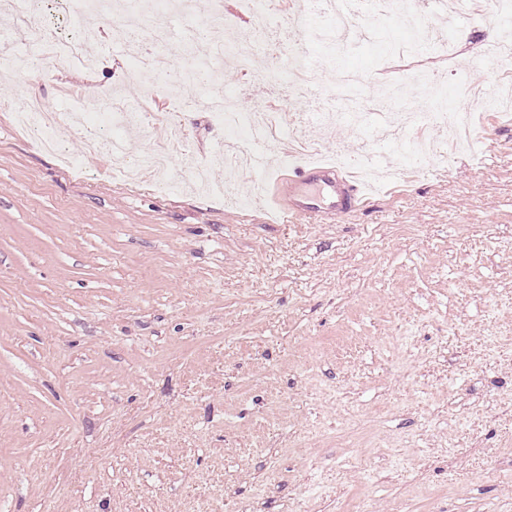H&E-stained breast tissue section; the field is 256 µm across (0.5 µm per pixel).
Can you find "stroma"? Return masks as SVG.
<instances>
[{"instance_id":"35a3bbf8","label":"stroma","mask_w":512,"mask_h":512,"mask_svg":"<svg viewBox=\"0 0 512 512\" xmlns=\"http://www.w3.org/2000/svg\"><path fill=\"white\" fill-rule=\"evenodd\" d=\"M221 27L171 19L169 58L189 39L249 29L259 67L224 65L252 110L272 103L288 35L223 0ZM54 36L90 20L40 0ZM440 80L494 95L512 72L484 56L490 27L459 9ZM330 56L312 82L334 92L356 72L414 93L392 112H432V85L384 62L409 52L401 18ZM87 73L24 56L0 60V512H512V118L487 121L491 156L460 149L375 186L362 209L285 223L265 199L242 205L223 170L187 187L133 184L89 154L79 133L57 150L15 122V104L54 110L66 93L113 88L138 99L132 44L103 27ZM195 155L226 137L210 112L176 114ZM369 117L312 131L320 156L357 154Z\"/></svg>"}]
</instances>
